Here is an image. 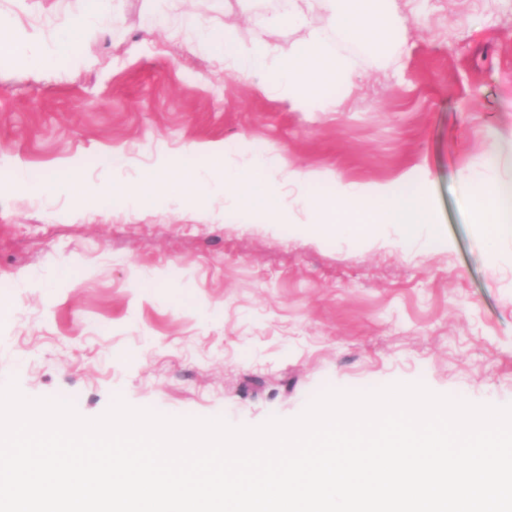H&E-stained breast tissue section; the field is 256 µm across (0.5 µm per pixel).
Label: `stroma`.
<instances>
[{"label":"stroma","mask_w":512,"mask_h":512,"mask_svg":"<svg viewBox=\"0 0 512 512\" xmlns=\"http://www.w3.org/2000/svg\"><path fill=\"white\" fill-rule=\"evenodd\" d=\"M86 0H0L16 28L56 44L59 15ZM112 24L66 44L89 65L0 67V169L61 178L54 195L0 196V386L73 399L84 418L114 398L171 417L255 427L292 419L335 390L420 383L475 404H512V238L473 222L471 176L512 136V0H393L410 27L402 58L323 35L356 87L339 112H295L224 67V25L290 47L270 26L279 0H111ZM205 20L196 47L185 14ZM224 143L226 163L277 157L311 176L424 196L437 242L300 231L297 218L241 219L222 197L164 194L138 206L91 200L114 157L134 185L155 151L201 167L193 147Z\"/></svg>","instance_id":"obj_1"}]
</instances>
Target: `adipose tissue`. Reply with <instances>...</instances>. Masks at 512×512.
I'll use <instances>...</instances> for the list:
<instances>
[{
	"label": "adipose tissue",
	"mask_w": 512,
	"mask_h": 512,
	"mask_svg": "<svg viewBox=\"0 0 512 512\" xmlns=\"http://www.w3.org/2000/svg\"><path fill=\"white\" fill-rule=\"evenodd\" d=\"M305 0H289L286 11L270 20L273 27L299 31L288 49L261 42L243 43L224 37V65L243 80H259L260 88L286 102L295 112H317L329 104L327 91L335 85L353 86V68L337 55L332 42L307 19ZM325 26L345 40L385 50L402 46L405 19L389 12L385 0H325ZM324 26V27H325ZM42 35L35 30L15 33L11 20L0 17V61L15 58L19 49L30 60L46 64ZM476 224L492 227L496 238L512 237V182L475 185L468 198Z\"/></svg>",
	"instance_id": "obj_1"
}]
</instances>
